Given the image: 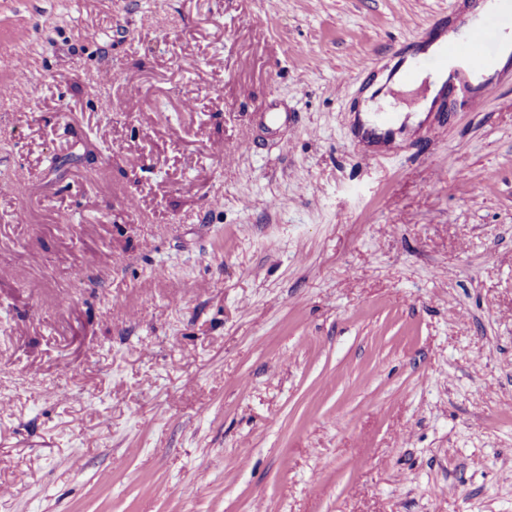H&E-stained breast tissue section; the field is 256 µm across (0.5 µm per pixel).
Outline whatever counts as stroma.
<instances>
[{"label": "stroma", "instance_id": "stroma-1", "mask_svg": "<svg viewBox=\"0 0 512 512\" xmlns=\"http://www.w3.org/2000/svg\"><path fill=\"white\" fill-rule=\"evenodd\" d=\"M462 5L0 0V512H512V73L351 110ZM375 104L368 102L364 107L365 112H373ZM395 111L378 108L373 112L372 125L364 126L361 130L362 136L380 142L381 144H390L396 140L401 133V126H396Z\"/></svg>", "mask_w": 512, "mask_h": 512}]
</instances>
